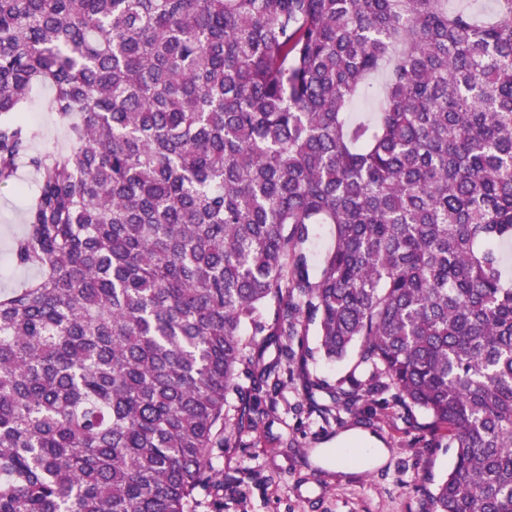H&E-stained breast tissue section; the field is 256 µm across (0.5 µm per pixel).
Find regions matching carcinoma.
<instances>
[{"label": "carcinoma", "instance_id": "1", "mask_svg": "<svg viewBox=\"0 0 512 512\" xmlns=\"http://www.w3.org/2000/svg\"><path fill=\"white\" fill-rule=\"evenodd\" d=\"M22 161L0 512L220 500L229 398L276 368L243 330L290 360L312 327L355 358L336 404L448 436L434 512H512V0H0V187ZM51 97L52 91L48 87H38L31 94L32 111L29 113L42 126V137L35 144L36 150L52 146L61 148L66 145L65 128L56 121L50 111Z\"/></svg>", "mask_w": 512, "mask_h": 512}]
</instances>
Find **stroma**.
Wrapping results in <instances>:
<instances>
[{
  "mask_svg": "<svg viewBox=\"0 0 512 512\" xmlns=\"http://www.w3.org/2000/svg\"><path fill=\"white\" fill-rule=\"evenodd\" d=\"M52 91L36 88L32 117L42 126L38 148L62 147L66 131L50 111ZM25 199L17 189H0V289L39 277L33 267L10 261V247L25 230ZM308 335V356L279 367L278 388H262L250 406L255 423L236 425V448L213 456L224 481V496L213 503L198 490L197 512H433L431 493L447 473L452 451L448 439L430 426L421 411H401L360 400L349 410L336 409L325 387L343 378L353 359L327 360ZM360 429L389 450L379 468L346 471L327 465L322 451L336 445L343 431Z\"/></svg>",
  "mask_w": 512,
  "mask_h": 512,
  "instance_id": "obj_1",
  "label": "stroma"
}]
</instances>
